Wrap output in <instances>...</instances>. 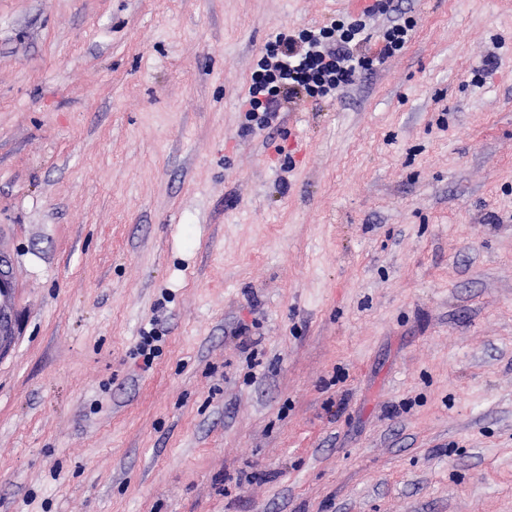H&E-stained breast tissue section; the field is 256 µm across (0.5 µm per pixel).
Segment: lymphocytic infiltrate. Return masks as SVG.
Here are the masks:
<instances>
[{
    "label": "lymphocytic infiltrate",
    "instance_id": "f902f5d3",
    "mask_svg": "<svg viewBox=\"0 0 512 512\" xmlns=\"http://www.w3.org/2000/svg\"><path fill=\"white\" fill-rule=\"evenodd\" d=\"M367 23L356 19L319 29L276 33L257 61L243 105L246 131L270 126L288 102L302 97L323 98L372 69L374 61L399 53L414 27L411 19L393 21L379 36L377 57L358 55Z\"/></svg>",
    "mask_w": 512,
    "mask_h": 512
}]
</instances>
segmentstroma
<instances>
[{
	"label": "stroma",
	"mask_w": 512,
	"mask_h": 512,
	"mask_svg": "<svg viewBox=\"0 0 512 512\" xmlns=\"http://www.w3.org/2000/svg\"><path fill=\"white\" fill-rule=\"evenodd\" d=\"M373 2L0 0V512H512V0L243 130ZM402 19V18H401ZM397 19L379 35L382 43L375 58L360 56L356 46L367 40V23L356 19L336 21L331 27L278 32L257 61L243 102L244 132L269 127L288 102L302 97L323 98L351 84L356 74L372 70L399 53L408 42L411 19ZM254 122V124L252 123Z\"/></svg>",
	"instance_id": "obj_1"
}]
</instances>
